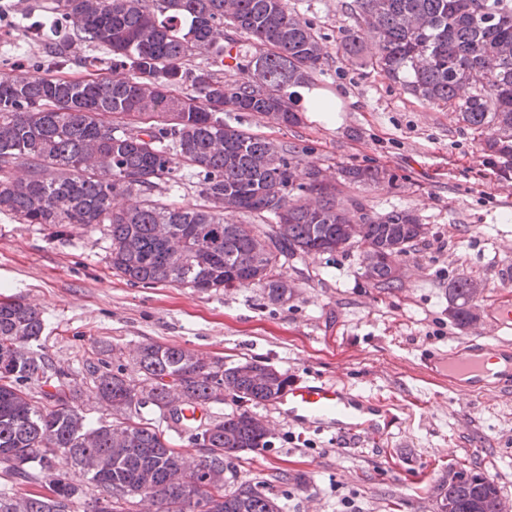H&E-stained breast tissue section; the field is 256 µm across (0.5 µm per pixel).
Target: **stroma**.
Segmentation results:
<instances>
[{"mask_svg": "<svg viewBox=\"0 0 512 512\" xmlns=\"http://www.w3.org/2000/svg\"><path fill=\"white\" fill-rule=\"evenodd\" d=\"M48 0H0V69L40 55L33 28ZM319 35L328 55L314 84L344 103L335 124L301 113L296 126L228 112L226 123L286 146L294 160L330 177L346 165L379 166L392 181L344 186L369 212L407 209L428 233L404 259L399 288L366 283L358 247L290 258L281 268L292 295L271 302L262 288L201 292L177 284L133 285L113 274L110 239L73 227L26 224L0 213V297L40 309L37 354L62 373L90 423L113 421L93 369L108 363L137 381L133 361L150 341L181 347L225 366L271 364L289 378L341 381L397 404L389 437L338 447L329 433L285 420L272 404L251 406L271 429L265 448L225 471L228 484L266 483L283 512H432L431 485L448 470L493 479L512 500V394L448 391L428 379L421 356L466 338H492L488 304L512 291V180L501 178L477 136L455 114L429 104L387 75L348 63L339 46L364 31L354 0H288ZM483 281L477 320L450 314L459 277ZM288 479H279V472Z\"/></svg>", "mask_w": 512, "mask_h": 512, "instance_id": "stroma-1", "label": "stroma"}]
</instances>
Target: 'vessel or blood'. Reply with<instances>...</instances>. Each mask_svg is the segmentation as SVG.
Listing matches in <instances>:
<instances>
[{
    "mask_svg": "<svg viewBox=\"0 0 512 512\" xmlns=\"http://www.w3.org/2000/svg\"><path fill=\"white\" fill-rule=\"evenodd\" d=\"M490 321L499 329L492 339L470 338L443 353L422 355L423 364L450 386H467L473 392L512 391V300L503 298L488 307ZM503 357L505 366L490 372L488 357ZM274 407L289 422L307 428L334 432L346 445L378 438L395 415L390 403L378 397L352 392L339 381H303L289 384L274 401Z\"/></svg>",
    "mask_w": 512,
    "mask_h": 512,
    "instance_id": "vessel-or-blood-1",
    "label": "vessel or blood"
}]
</instances>
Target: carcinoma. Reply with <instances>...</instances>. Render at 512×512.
Listing matches in <instances>:
<instances>
[{
	"instance_id": "1",
	"label": "carcinoma",
	"mask_w": 512,
	"mask_h": 512,
	"mask_svg": "<svg viewBox=\"0 0 512 512\" xmlns=\"http://www.w3.org/2000/svg\"><path fill=\"white\" fill-rule=\"evenodd\" d=\"M375 52L363 55L359 36H346L343 57L384 72L417 98L456 114L496 160L512 172V0H355ZM50 23L69 35L51 38L42 60L0 70V213L26 224H49L62 234L79 226L106 227L112 271L134 284L176 283L201 291L260 285L273 302L290 287L281 261L310 253L344 251L341 226H365L362 250L390 246L408 254L421 241L409 210L370 214L314 164L288 149L224 122L226 112L279 115L299 122L289 89L312 82L327 61L313 27L288 0H51ZM245 34L255 48L240 44ZM94 44L105 56H82ZM204 53L222 68L246 74L226 81L210 66L192 64ZM84 69L79 78L63 75ZM201 176L208 205L178 207L164 199L180 168ZM343 183L378 184V167L345 166ZM301 192L297 196L293 191ZM250 213L271 224L245 230L232 220ZM272 252L258 258L253 233ZM376 286L397 288L385 263L374 267ZM472 280L451 288L453 318L474 321ZM43 313L20 299L0 302V461L35 482L22 498L0 493V512H70L96 495L115 507L126 490L142 489L156 512L186 509L174 480L188 462L148 422L129 436L115 424L93 425L62 381L47 374L44 356L31 351L44 330ZM140 386L122 372L95 371L99 397L115 409L150 403L160 414L185 420L186 405L229 399L262 404L286 390L288 376L255 360L224 367L220 357H198L180 347L149 342L138 347ZM267 374L259 382L250 372ZM39 386L50 408L32 403L22 387ZM205 449L206 467L224 472L239 450L266 446L248 410L228 414L191 434ZM499 491L466 469L445 472L433 498L449 512H494ZM208 512H282L278 498L257 484L222 486L210 493Z\"/></svg>"
}]
</instances>
